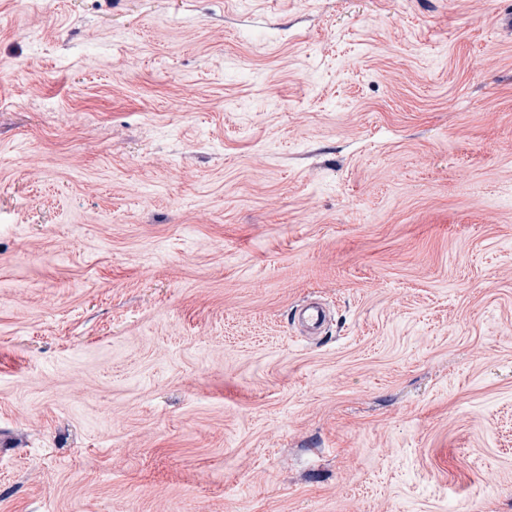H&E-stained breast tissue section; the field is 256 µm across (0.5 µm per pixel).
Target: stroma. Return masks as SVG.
Wrapping results in <instances>:
<instances>
[{
	"label": "stroma",
	"instance_id": "1",
	"mask_svg": "<svg viewBox=\"0 0 512 512\" xmlns=\"http://www.w3.org/2000/svg\"><path fill=\"white\" fill-rule=\"evenodd\" d=\"M0 512H512V0H0ZM302 331L314 334L322 330L328 322V314L323 305L316 301H306L299 307Z\"/></svg>",
	"mask_w": 512,
	"mask_h": 512
}]
</instances>
